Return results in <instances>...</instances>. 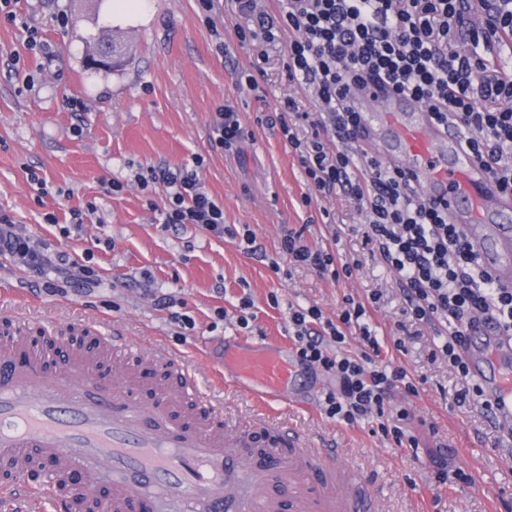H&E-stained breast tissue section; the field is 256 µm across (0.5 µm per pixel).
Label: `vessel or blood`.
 <instances>
[{
  "label": "vessel or blood",
  "instance_id": "b4317fda",
  "mask_svg": "<svg viewBox=\"0 0 512 512\" xmlns=\"http://www.w3.org/2000/svg\"><path fill=\"white\" fill-rule=\"evenodd\" d=\"M361 99L377 153L447 206L495 278L512 271V197L496 191L483 162L415 101L380 85ZM12 322L13 335L0 339V467L11 474L0 512H373L368 487L336 466L335 449L311 447L277 416L251 427L225 418L181 357L146 355L147 365L177 367L147 409L124 363L134 350L125 337H105L112 373L101 380L93 357L76 350L53 365L30 344L26 317ZM464 358L495 425L511 430L512 336L476 323ZM224 376L253 400L283 404L297 369L276 350H231ZM272 482L283 497L267 494Z\"/></svg>",
  "mask_w": 512,
  "mask_h": 512
}]
</instances>
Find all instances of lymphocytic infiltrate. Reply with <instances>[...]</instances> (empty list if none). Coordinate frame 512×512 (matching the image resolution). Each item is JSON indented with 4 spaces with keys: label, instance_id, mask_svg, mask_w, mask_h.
<instances>
[{
    "label": "lymphocytic infiltrate",
    "instance_id": "lymphocytic-infiltrate-1",
    "mask_svg": "<svg viewBox=\"0 0 512 512\" xmlns=\"http://www.w3.org/2000/svg\"><path fill=\"white\" fill-rule=\"evenodd\" d=\"M234 5L249 21L239 29L240 39L285 40L289 81L315 95L316 113L300 112L292 101L267 117V124L279 126L315 191H343L364 208L366 244L397 275L412 321L447 324L449 334L433 354L463 382L457 404L474 402L479 391L469 383L460 347L479 317L512 334V287L499 285L480 264L449 222L447 208L425 200L402 168L382 164L364 148L352 89L369 78L387 80L453 126L500 190L512 195V77L492 54L497 42L512 39V0H281L271 12L256 0ZM299 119L312 128L308 140L294 131ZM138 182L166 186V223L192 224L223 237L224 209L196 170L153 167ZM280 250L290 262L334 280L352 277L360 267L312 247L294 230L283 235ZM0 255L38 277L67 263L19 233L2 212ZM369 304L345 299L333 320L315 306L290 310L296 354L335 377L336 390L325 398L329 417L349 424L377 418L383 435L413 448L417 441L404 430L410 413L390 407L389 393L401 388L413 394L417 387L405 367L381 363L380 343L367 320ZM353 330L363 342L354 356L342 350ZM331 342L336 351L328 350Z\"/></svg>",
    "mask_w": 512,
    "mask_h": 512
}]
</instances>
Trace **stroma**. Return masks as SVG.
Here are the masks:
<instances>
[{
    "mask_svg": "<svg viewBox=\"0 0 512 512\" xmlns=\"http://www.w3.org/2000/svg\"><path fill=\"white\" fill-rule=\"evenodd\" d=\"M16 21L0 16V211L19 230L94 269L92 284L59 280L37 286L32 273L0 256V336L9 314H28L32 342L54 337L58 360L81 341H93L89 321L141 348L183 356L201 388L221 399L225 414L253 418L257 405L233 384H218L224 348L237 340L292 353L289 307L340 313L345 298L368 301L383 363L404 366L417 394L397 389L390 402L411 413L407 429L418 449L387 439L372 420L353 424L329 417L322 402L334 384L324 373L301 371L291 402L272 406L315 448L337 450V466L359 472L376 512H512V440L480 404L455 402L462 387L447 362L433 358V328L408 322L395 278L364 243L359 204L343 191L312 192L292 148L265 114L296 100L314 109L309 93L289 82L284 43L264 45L256 87L242 81L259 49L241 44L243 16L218 0L203 21L198 0H12ZM111 25L128 52L122 67L93 70L84 35L96 21ZM37 48H30V39ZM238 112L245 136L232 150L215 142L218 107ZM197 169L224 208L228 235L218 238L188 224L163 221L166 188H141L151 167ZM311 205H303L304 196ZM81 210L80 232L70 227ZM55 223H47V216ZM260 252H244L243 229ZM308 244L357 259L352 277L332 280L291 268L279 251L288 230ZM253 302L249 328L234 314ZM226 310L227 319L216 316ZM447 457L469 482L437 483L432 462Z\"/></svg>",
    "mask_w": 512,
    "mask_h": 512,
    "instance_id": "35a3bbf8",
    "label": "stroma"
}]
</instances>
